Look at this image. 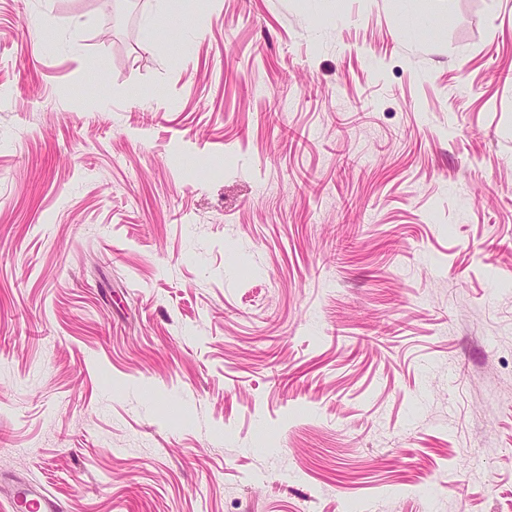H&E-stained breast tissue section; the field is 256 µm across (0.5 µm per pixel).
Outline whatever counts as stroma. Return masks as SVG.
I'll return each instance as SVG.
<instances>
[{"label":"stroma","instance_id":"obj_1","mask_svg":"<svg viewBox=\"0 0 512 512\" xmlns=\"http://www.w3.org/2000/svg\"><path fill=\"white\" fill-rule=\"evenodd\" d=\"M21 485L512 512V0H0Z\"/></svg>","mask_w":512,"mask_h":512}]
</instances>
